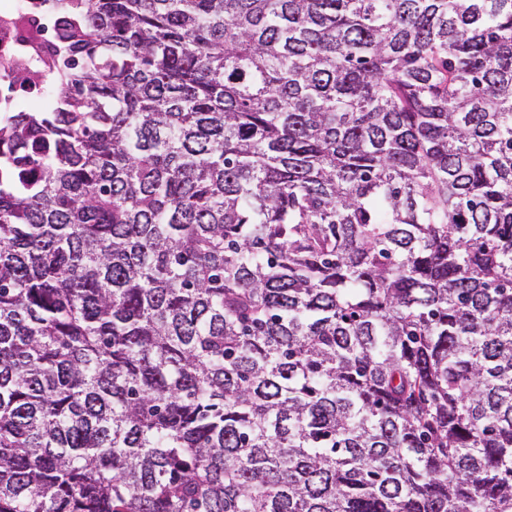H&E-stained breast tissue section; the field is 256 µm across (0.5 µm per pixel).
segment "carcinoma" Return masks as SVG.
<instances>
[{
  "label": "carcinoma",
  "instance_id": "carcinoma-1",
  "mask_svg": "<svg viewBox=\"0 0 512 512\" xmlns=\"http://www.w3.org/2000/svg\"><path fill=\"white\" fill-rule=\"evenodd\" d=\"M57 2L0 512H512V0Z\"/></svg>",
  "mask_w": 512,
  "mask_h": 512
}]
</instances>
